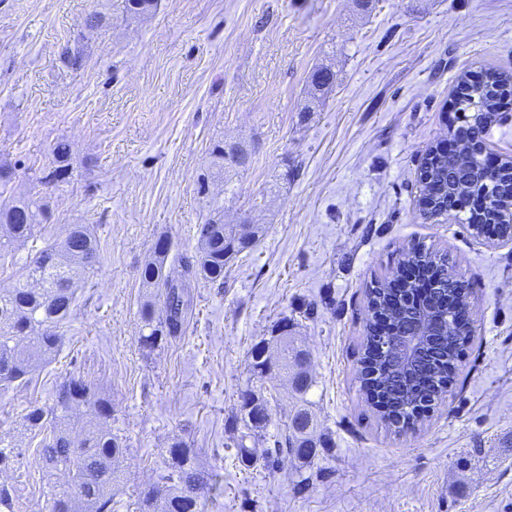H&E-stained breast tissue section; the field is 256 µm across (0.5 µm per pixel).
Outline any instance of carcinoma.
<instances>
[{
    "label": "carcinoma",
    "mask_w": 512,
    "mask_h": 512,
    "mask_svg": "<svg viewBox=\"0 0 512 512\" xmlns=\"http://www.w3.org/2000/svg\"><path fill=\"white\" fill-rule=\"evenodd\" d=\"M123 2L124 10L133 15L149 13L156 6V0ZM460 82L466 84V91L452 101L453 111L463 116L472 133L482 135L496 120L504 101L512 98V81L488 69L477 73L475 79L463 74ZM53 154V167L37 181L58 188L70 180L69 143L58 142ZM420 182V211L437 216L461 202H471L478 210L467 217V223L475 225V233H482L480 225L492 222L498 226L499 237L512 238V224L502 223L492 207L479 205L512 191V162L491 168L479 151L455 154L430 150L422 159ZM47 209L46 200L40 197L0 209V258L9 254L14 242L37 238ZM260 231L256 226L242 235L220 215L209 217L198 227V238L204 239V245L198 247L194 261L182 262V277L189 281L224 280L228 260L249 248ZM98 246L88 225L72 224L61 242H47L37 250L28 282L0 292L1 387L26 382L35 366L56 354L63 339L61 325L70 316L80 288L73 260L88 266ZM168 257V238L160 237L154 245V259L141 272L143 285L154 289L156 298L140 309L138 341L149 351L183 336L189 324L190 301L182 300L180 289L169 279ZM468 295V285L448 274V261L419 245L402 255V265L395 266L394 273L368 289V317L357 379L365 403L389 429L414 431L453 382L471 340ZM422 317L429 318L430 326L420 355L408 367L395 363L389 346L396 338L412 333ZM272 332L274 336L251 348L253 375L262 379L291 370L295 391L305 393L310 384L307 353L294 347L281 323H276ZM80 406L92 408L93 415L76 430L71 418ZM239 408L243 421L255 430L265 428L271 416L261 386L242 392ZM111 419V400L75 377L58 386L52 406L29 407L24 420L44 433L38 453L51 483L49 512H112V488L122 479L121 463L128 458L130 448L108 427ZM233 447L243 464H252L260 457L265 467L275 469L285 453L308 463L327 444L324 436L315 433L308 409L299 405L289 415L287 433L273 436V446L259 453L246 445V435L242 434L233 440ZM162 456L164 470L140 493L138 512H203L206 500L221 494L217 469L203 468L197 451L183 439L171 438ZM58 475L67 478L60 490L52 485Z\"/></svg>",
    "instance_id": "1"
}]
</instances>
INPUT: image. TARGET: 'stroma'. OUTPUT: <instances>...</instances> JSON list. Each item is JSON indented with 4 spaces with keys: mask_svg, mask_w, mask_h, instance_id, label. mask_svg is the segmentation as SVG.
I'll return each mask as SVG.
<instances>
[{
    "mask_svg": "<svg viewBox=\"0 0 512 512\" xmlns=\"http://www.w3.org/2000/svg\"><path fill=\"white\" fill-rule=\"evenodd\" d=\"M96 11L105 19L92 28ZM318 66L334 83L315 99ZM487 69L512 75V0H158L141 16L122 0H0V206L46 193L44 238L90 224L100 241L60 350L26 386L0 388V441L15 453L0 484L19 512L49 507L23 416L51 406L68 377L111 399L112 431L131 450L112 512H135L175 436L224 477L205 512H512V240L418 205L420 164L448 133L459 76ZM60 140L72 175L46 192L36 178ZM219 140L246 164L216 171ZM216 209L264 230L223 281L192 283L185 335L147 352L140 271L164 236L179 275ZM417 244L468 284L473 335L442 401L398 435L356 371L365 290ZM284 317L310 353L304 399L329 446L271 472L244 466L230 438L246 431L238 396L258 382L250 349ZM261 382L266 432H285L294 393Z\"/></svg>",
    "mask_w": 512,
    "mask_h": 512,
    "instance_id": "1",
    "label": "stroma"
}]
</instances>
